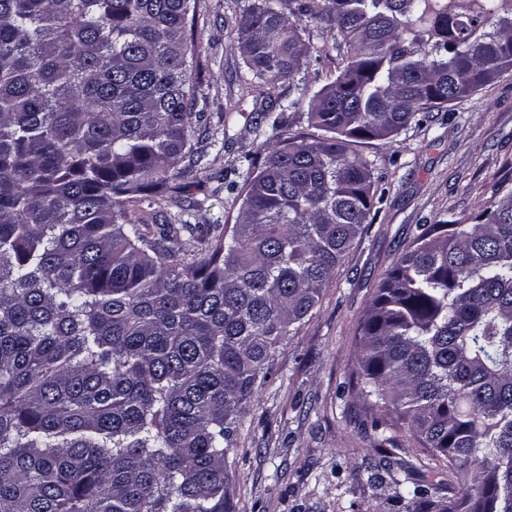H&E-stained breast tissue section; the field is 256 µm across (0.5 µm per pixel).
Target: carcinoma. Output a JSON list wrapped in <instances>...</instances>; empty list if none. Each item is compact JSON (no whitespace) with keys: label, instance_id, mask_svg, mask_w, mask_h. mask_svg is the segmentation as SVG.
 <instances>
[{"label":"carcinoma","instance_id":"1","mask_svg":"<svg viewBox=\"0 0 512 512\" xmlns=\"http://www.w3.org/2000/svg\"><path fill=\"white\" fill-rule=\"evenodd\" d=\"M237 24L262 91L307 64L286 9ZM191 0H0V512H231L228 453L272 351L373 222L351 149L512 71V0H304L343 66L246 158L235 224L189 256L151 225L192 139ZM320 131L283 137L293 117ZM409 243L358 326L357 397L465 489L399 500L512 512V189Z\"/></svg>","mask_w":512,"mask_h":512}]
</instances>
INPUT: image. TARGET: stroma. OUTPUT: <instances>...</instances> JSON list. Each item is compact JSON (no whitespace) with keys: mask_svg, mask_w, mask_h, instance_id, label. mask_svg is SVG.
Returning a JSON list of instances; mask_svg holds the SVG:
<instances>
[{"mask_svg":"<svg viewBox=\"0 0 512 512\" xmlns=\"http://www.w3.org/2000/svg\"><path fill=\"white\" fill-rule=\"evenodd\" d=\"M247 3L196 0V90L209 121L193 143L203 158L189 189L171 193L162 208L181 225L176 247L187 254L195 246L189 225L234 224L240 202L225 185L243 181L247 157L264 156L272 134L265 112L301 90H319L342 64L335 29L301 15L300 32L313 47L306 67L296 81L246 94L251 74L235 24ZM352 149L373 162L383 200L317 305L276 348L273 372L241 418L228 455L235 512H406L394 479L408 474L444 489L455 484L405 433L387 444L372 430L356 396L357 329L422 225L467 219L488 206L501 184H512V73L391 138L361 140ZM384 457L389 468L375 475L364 469V462Z\"/></svg>","mask_w":512,"mask_h":512,"instance_id":"1","label":"stroma"}]
</instances>
